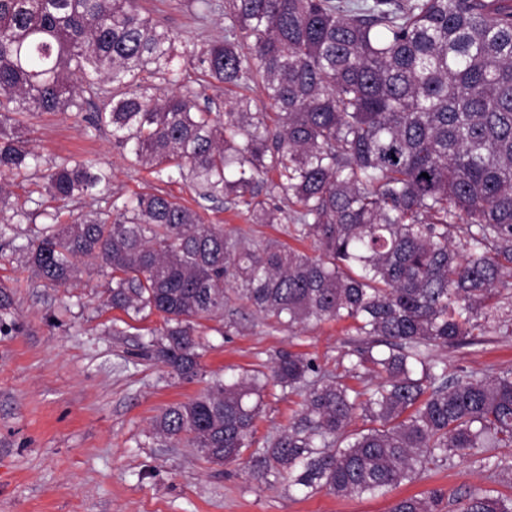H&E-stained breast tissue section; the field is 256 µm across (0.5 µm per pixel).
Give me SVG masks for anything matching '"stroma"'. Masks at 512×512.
Listing matches in <instances>:
<instances>
[{"label":"stroma","instance_id":"1","mask_svg":"<svg viewBox=\"0 0 512 512\" xmlns=\"http://www.w3.org/2000/svg\"><path fill=\"white\" fill-rule=\"evenodd\" d=\"M153 19L175 36L194 42L224 37L222 13L199 20L178 0H148ZM30 144L48 163L78 157L110 167L125 194L169 193L224 227L232 241L262 235L287 239V224L248 223L224 199L207 200L180 181H161L128 167L110 129H88L70 112L36 120ZM39 175L13 182L0 211L13 219L0 239V287L11 307L0 313V512H390L400 498L430 490L444 494L442 512H460L474 489L512 495V486L491 481L479 464L458 459L399 486L384 497L310 496L287 480L267 484L248 477L243 463L217 466L194 449L162 441L155 418L168 406L201 393L208 382L269 364L282 349L306 354L335 370L336 357L352 339L347 323L333 321L288 331L243 303L223 321L203 322V379L186 383L158 362L150 342L160 314L127 316L105 307L111 274L94 270L67 288H45L26 268L21 246L45 222L52 204L41 194ZM25 208L17 216L16 208ZM449 372L490 373L512 367V335L489 332L458 349L439 348ZM297 397L266 391L253 442L286 427Z\"/></svg>","mask_w":512,"mask_h":512}]
</instances>
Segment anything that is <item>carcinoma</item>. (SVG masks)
<instances>
[{"label":"carcinoma","mask_w":512,"mask_h":512,"mask_svg":"<svg viewBox=\"0 0 512 512\" xmlns=\"http://www.w3.org/2000/svg\"><path fill=\"white\" fill-rule=\"evenodd\" d=\"M224 9V39L181 41L142 0H0V199L41 157L25 119L83 110L112 128L132 167L175 177L289 235L230 242L180 198L112 195V210L60 223L68 203L110 189L112 171L72 158L48 169L54 226L23 251L47 288L81 268L112 274L105 306L158 312L155 356L203 376L196 328L241 301L292 331L348 321L333 373L279 352L270 372L215 379L166 408L157 435L223 465L245 460L310 495H386L457 458L512 485V368L448 374L436 348L512 331V0H189ZM262 87L202 105L168 94L180 71ZM428 177H423V174ZM301 397L288 428L251 449L269 385ZM362 419L366 427L349 430ZM248 458H243V455ZM434 491L391 512H439ZM461 512H512L471 492Z\"/></svg>","instance_id":"1"}]
</instances>
